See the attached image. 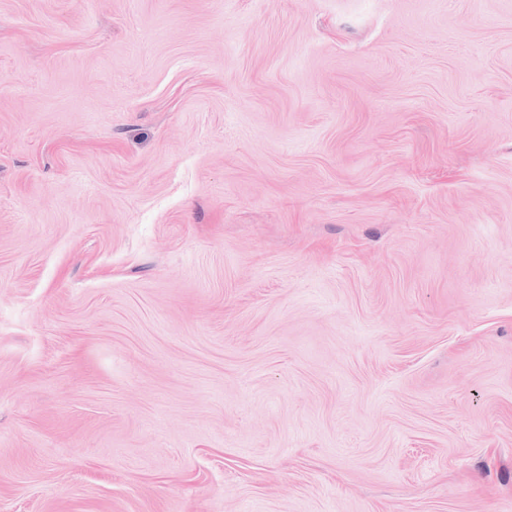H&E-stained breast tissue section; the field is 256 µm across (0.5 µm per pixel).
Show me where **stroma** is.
<instances>
[{
  "label": "stroma",
  "instance_id": "stroma-1",
  "mask_svg": "<svg viewBox=\"0 0 512 512\" xmlns=\"http://www.w3.org/2000/svg\"><path fill=\"white\" fill-rule=\"evenodd\" d=\"M0 512H512V0H0Z\"/></svg>",
  "mask_w": 512,
  "mask_h": 512
}]
</instances>
